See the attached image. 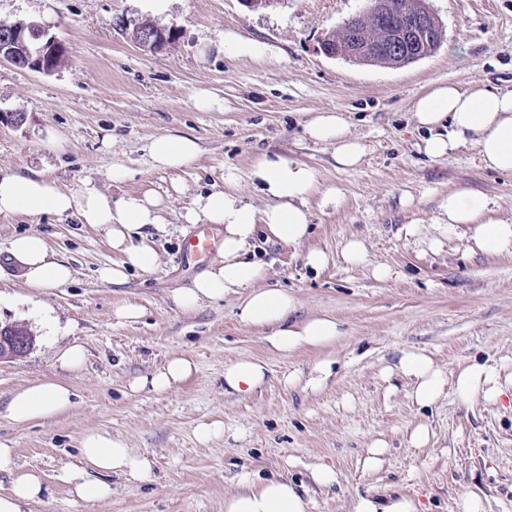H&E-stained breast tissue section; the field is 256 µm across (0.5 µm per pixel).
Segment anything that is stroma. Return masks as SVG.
Returning a JSON list of instances; mask_svg holds the SVG:
<instances>
[{
	"label": "stroma",
	"instance_id": "stroma-1",
	"mask_svg": "<svg viewBox=\"0 0 512 512\" xmlns=\"http://www.w3.org/2000/svg\"><path fill=\"white\" fill-rule=\"evenodd\" d=\"M445 38L430 57L405 66L357 64L320 53L321 40L364 14L369 0H279L252 10L243 0H171L152 15L147 0H0V21L35 22L66 49L52 73L0 63V110L22 112L18 126L0 124V172L38 171L73 194L85 183L120 201L147 191L160 197L167 224L153 231L158 254L148 274L131 272L110 285L99 269L119 255L104 228L77 215H0V322L31 329L23 357L0 362V446L14 449L15 468L41 473L46 491L26 512H224L247 469L283 475L309 490L306 512H353L360 497L404 494L421 512H458L461 497L478 495L485 512H512V396L498 403H460L445 391L430 411L418 412L410 384L393 368L405 352L423 353L448 372L481 357L512 375V256L474 248L464 226L441 234V247L405 235L404 226L429 223L441 196L466 186L495 201L512 218V174L484 168L475 144L432 159L412 119L413 103L437 83L512 88V0H429ZM145 19L176 32L160 52L136 45L116 19ZM266 45L263 58L220 52L225 33ZM213 98L206 110L197 92ZM316 112H339L366 147L354 171L336 169L332 148L306 137ZM164 134L195 138L192 167L161 170L149 163L150 141ZM311 165L321 188L336 189V206L312 205V233L299 245L258 239L271 282L295 294L297 319L326 315L339 325L336 342L284 355L268 348L262 329L243 324L235 298L206 301L192 311L173 295L191 285L208 257L185 256L192 225L181 216L204 189L224 184L234 170L245 202L265 201L247 174L259 152ZM127 168L124 181L112 164ZM43 235L54 257L68 261L71 282L35 290L25 285L9 253L16 235ZM361 240L365 263L347 265L342 250ZM329 261L318 271L309 250ZM390 268L375 278V266ZM121 304L143 314L114 318ZM82 344L81 370L58 357ZM175 356L196 370L172 389L131 391ZM337 370L322 390L288 388L285 375H307L324 358ZM265 363V384L247 396L224 392V367L240 360ZM69 382L75 404L57 418L16 425L8 415L13 391L28 382ZM224 424L222 437L199 442V425ZM434 436L410 446L418 424ZM122 438L149 457L142 482L110 476L103 501L76 498L57 474L79 464L83 435ZM387 442L382 468L365 471L373 440ZM320 464L336 470L326 489L311 478Z\"/></svg>",
	"mask_w": 512,
	"mask_h": 512
}]
</instances>
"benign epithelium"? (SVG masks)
Returning <instances> with one entry per match:
<instances>
[{
  "instance_id": "obj_1",
  "label": "benign epithelium",
  "mask_w": 512,
  "mask_h": 512,
  "mask_svg": "<svg viewBox=\"0 0 512 512\" xmlns=\"http://www.w3.org/2000/svg\"><path fill=\"white\" fill-rule=\"evenodd\" d=\"M355 19L344 23L346 36L335 41L327 38L320 51L330 57H341L354 63H372L380 52L398 56L405 65L430 56L444 40V30L426 0H406L393 9V20L383 26L376 40L363 38L354 31ZM131 39L150 51H160L168 44L167 30L138 23ZM62 46L56 37L37 23L0 25V61L38 73H50L62 62ZM34 345L29 336H0V361L25 355Z\"/></svg>"
}]
</instances>
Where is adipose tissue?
I'll return each instance as SVG.
<instances>
[{
  "mask_svg": "<svg viewBox=\"0 0 512 512\" xmlns=\"http://www.w3.org/2000/svg\"><path fill=\"white\" fill-rule=\"evenodd\" d=\"M413 119L426 138L423 151L435 159L468 143H476L485 168L512 174V89L475 85L463 90L452 83H439L420 95L413 106ZM305 132L317 143L332 145L337 168L356 169L365 154L364 145L350 137L345 117L335 112H319L305 124ZM200 153L198 142L184 135H162L148 146L151 164L156 168L182 169L192 165ZM248 177L265 195V208L244 203L233 172L224 175V186L198 194L184 220L189 224H215L223 227L221 249L208 267L195 277L191 287L179 289L174 299L185 310L202 301H219L236 296L237 315L248 325L268 329L271 348L291 354L306 347L332 345L340 331L335 320L317 317L295 320L297 299L281 288L265 287L269 266L252 250L257 234L267 240L291 244L304 242L311 231V197H319L322 207L335 205L334 190L317 188L314 169L295 158L267 152L257 155ZM77 213L85 224L104 226L112 247L121 258L102 267L99 278L108 284L125 282L128 271H152L157 254L145 232L146 227H162L161 200L146 192L130 195L120 202L85 184L81 195L60 187L57 181L34 172L28 175L0 174V214H42L65 216ZM465 225L474 246L482 252L512 255V219L494 215L491 199L467 188L450 191L432 218L434 229ZM10 253L23 267L27 287L58 288L72 279L69 264L49 256L42 236L26 233L10 242ZM401 373L412 382V399L430 407L452 387L465 404L475 400L498 402L505 392L498 368L472 361L452 376L422 354H405ZM267 370L255 360H239L224 368V391L247 395L264 384ZM75 392L67 382L36 380L16 390L10 399L9 416L19 425L49 419L68 412ZM82 467L67 466L59 479L71 485L84 500H101L112 493L106 477L123 475L145 479L150 470L148 458L133 454L124 440L91 432L81 440ZM14 451L0 447V471L10 472L11 486L0 494V512H22L28 503L40 499L42 478L32 471L13 469ZM239 492L225 498L224 512H305L304 489L283 478H263L245 471L238 477Z\"/></svg>",
  "mask_w": 512,
  "mask_h": 512,
  "instance_id": "ef3b65f1",
  "label": "adipose tissue"
}]
</instances>
